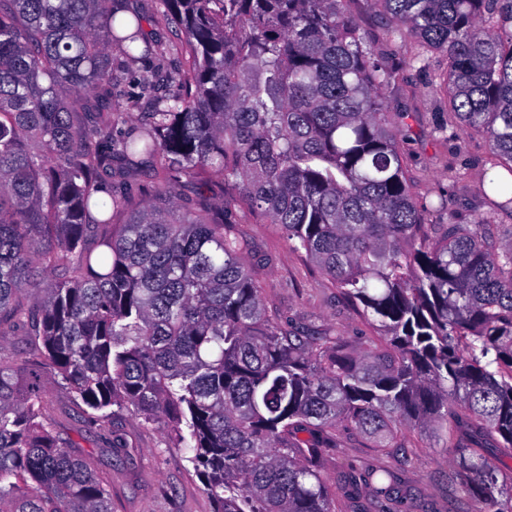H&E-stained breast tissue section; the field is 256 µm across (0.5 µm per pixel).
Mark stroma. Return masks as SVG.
<instances>
[{"label":"stroma","mask_w":512,"mask_h":512,"mask_svg":"<svg viewBox=\"0 0 512 512\" xmlns=\"http://www.w3.org/2000/svg\"><path fill=\"white\" fill-rule=\"evenodd\" d=\"M349 10L382 65L396 74L387 90L391 119L405 131L400 148L426 223L470 224L482 216L499 229L511 230L512 215L491 210L482 200V173L489 154L485 137L464 132L453 138L439 130L448 118L445 56L387 39L388 19L373 0H351ZM224 219L250 245L248 266L270 318L289 328L325 331L353 343L374 336V329L340 297L329 277L289 248L278 225L230 207ZM45 386L57 435L73 454L90 459L110 494L112 512H213L188 450L170 447L160 424L116 410L113 424L124 446L115 450L105 434L86 421L68 390L50 379ZM405 437L403 449L387 453L352 427L337 426L319 453V470L343 497L352 491L348 479L384 467L407 491L405 498L391 504L390 512H448L447 481L455 470L451 454L440 447H416L413 432Z\"/></svg>","instance_id":"stroma-1"}]
</instances>
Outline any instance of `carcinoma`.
<instances>
[{"label": "carcinoma", "mask_w": 512, "mask_h": 512, "mask_svg": "<svg viewBox=\"0 0 512 512\" xmlns=\"http://www.w3.org/2000/svg\"><path fill=\"white\" fill-rule=\"evenodd\" d=\"M349 2L150 0L124 18L122 0H0V512H112L55 435L40 374L6 350L19 331L110 447L117 406L191 450L214 512H344L316 439L341 423L382 450L404 427L444 442L448 482L512 512V475L456 432L512 449V237L423 222L393 73ZM374 2L389 39L447 57L448 127L485 135L484 204L512 214V0ZM145 18L181 33L188 66L156 54L148 111L116 134L115 88L154 46ZM145 171L140 203L129 183ZM226 187L383 340L271 321L243 242L211 217ZM359 481L399 498L388 470Z\"/></svg>", "instance_id": "obj_1"}]
</instances>
